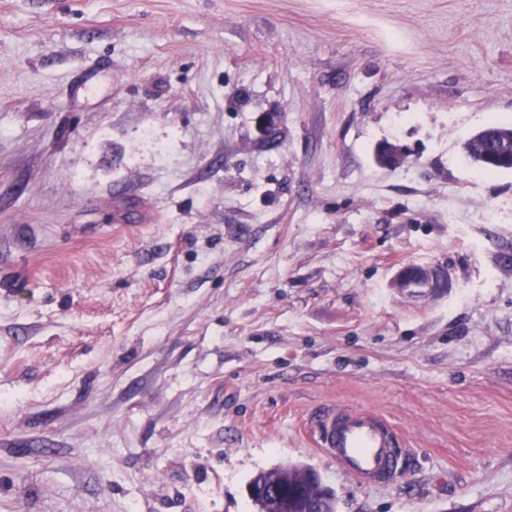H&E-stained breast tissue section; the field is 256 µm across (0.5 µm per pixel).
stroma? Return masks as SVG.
Returning a JSON list of instances; mask_svg holds the SVG:
<instances>
[{"label":"stroma","instance_id":"1","mask_svg":"<svg viewBox=\"0 0 512 512\" xmlns=\"http://www.w3.org/2000/svg\"><path fill=\"white\" fill-rule=\"evenodd\" d=\"M492 123L512 0H0V512H255L289 465L337 512H512ZM336 408L397 428L399 477L316 447ZM492 125L466 141V155L483 171L512 170V125ZM394 286L407 292L437 294L451 288V279L436 267L408 264L397 272ZM274 479L288 485V495H292L299 488H303L308 499L317 500L319 511L336 512V500L333 493L321 488L316 470L307 466L276 467L259 471L250 481L249 485L256 488L265 487Z\"/></svg>","mask_w":512,"mask_h":512}]
</instances>
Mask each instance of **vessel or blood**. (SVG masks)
<instances>
[{
	"label": "vessel or blood",
	"mask_w": 512,
	"mask_h": 512,
	"mask_svg": "<svg viewBox=\"0 0 512 512\" xmlns=\"http://www.w3.org/2000/svg\"><path fill=\"white\" fill-rule=\"evenodd\" d=\"M318 445L359 482L387 483L402 469L394 429L368 411L336 409L319 417Z\"/></svg>",
	"instance_id": "1"
}]
</instances>
